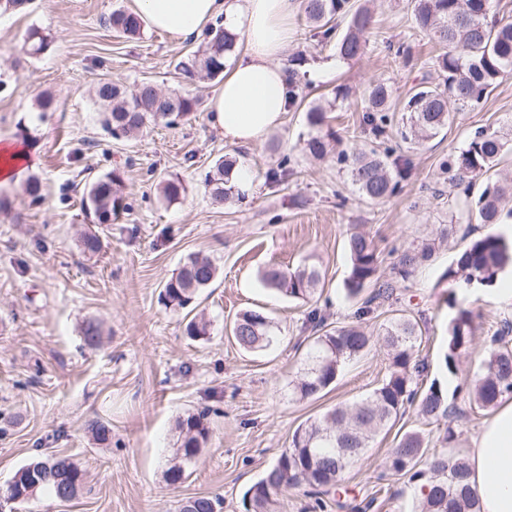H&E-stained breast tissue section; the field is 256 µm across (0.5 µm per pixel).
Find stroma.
<instances>
[{"label": "stroma", "mask_w": 512, "mask_h": 512, "mask_svg": "<svg viewBox=\"0 0 512 512\" xmlns=\"http://www.w3.org/2000/svg\"><path fill=\"white\" fill-rule=\"evenodd\" d=\"M132 7L133 0H27L0 13V139L16 142L30 157L19 181L0 186V487L30 459L52 452L71 456L87 473L74 500L62 503L42 492L16 512H178L183 500L199 494L222 497L224 512H245V492L289 448L298 427L360 400L389 373L386 353L375 348L347 364L325 396L300 401L293 394L310 344V307L335 326L354 320L344 281L346 239L355 227L372 238L387 264L398 249L432 247V258L397 294L400 308L424 319L421 356L429 378L446 380L442 359L454 311L440 275L461 250L459 233L468 221L460 216L462 196L443 195L442 164L476 130H495L512 118L509 77L478 107H453L451 125L434 138L419 145L402 139L406 96L428 78L439 52L416 29L409 0H373L375 27L363 55L351 61L294 18L286 56L305 57L299 77L309 100L341 89L328 117L344 145L372 147L371 135L359 128L361 99L371 82L393 88L385 144L410 160L411 174L395 196L372 204L335 155L312 161L303 154L311 134L304 109L291 108L261 143L225 140L206 109L220 79L189 85L174 69L203 37L177 41L149 29L135 39L117 37L109 17ZM33 27L50 37L36 57L22 49ZM401 43L410 46V59L395 55ZM103 79L187 90L201 105L190 120L151 124L137 138L115 140L90 99ZM45 96L53 107L43 112L38 102ZM226 154L252 169L254 188L215 209L203 181ZM282 163L287 180L267 179ZM111 170L123 178L127 208L104 227V247L92 255L80 245L91 222L81 207L83 190ZM170 176L187 186L174 201L158 189ZM33 177L36 197L28 191ZM198 254L220 273L199 299L211 334L194 341L182 314L166 309L160 293ZM308 263L326 275L312 303L288 299L261 281L268 267ZM466 301L477 314V336L512 320V304L502 303L495 288L469 290ZM248 309L270 317L278 338L271 348L248 352L226 334L225 324ZM89 321L102 331L94 348L82 339ZM199 411L207 414L208 441L188 478L169 484L166 471L181 440L177 421ZM97 419L112 425L103 444L87 432ZM392 446V437L377 438L348 470L349 502L372 501L370 512H415V484L387 469Z\"/></svg>", "instance_id": "35a3bbf8"}]
</instances>
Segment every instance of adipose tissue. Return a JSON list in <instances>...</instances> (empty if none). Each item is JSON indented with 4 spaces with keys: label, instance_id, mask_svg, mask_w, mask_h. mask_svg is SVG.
Listing matches in <instances>:
<instances>
[{
    "label": "adipose tissue",
    "instance_id": "adipose-tissue-1",
    "mask_svg": "<svg viewBox=\"0 0 512 512\" xmlns=\"http://www.w3.org/2000/svg\"><path fill=\"white\" fill-rule=\"evenodd\" d=\"M146 28L183 40L222 20L238 37L237 58L211 97L213 126L226 140L253 145L278 128L294 92L281 57L299 0H133ZM469 481L481 512H512V402L487 419L468 452Z\"/></svg>",
    "mask_w": 512,
    "mask_h": 512
}]
</instances>
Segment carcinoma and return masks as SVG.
Segmentation results:
<instances>
[{
	"label": "carcinoma",
	"instance_id": "cac0c4a2",
	"mask_svg": "<svg viewBox=\"0 0 512 512\" xmlns=\"http://www.w3.org/2000/svg\"><path fill=\"white\" fill-rule=\"evenodd\" d=\"M490 0H410L417 28L440 46L441 53L433 62L435 81H423L409 94L405 104L408 129L404 139L428 140L439 134L452 121L450 104L476 106L507 76L512 75V21L490 20ZM305 19L313 25L314 36L331 39L340 23L345 30L336 41V53L343 60H353L364 52L366 34L374 27L371 9L354 0H303ZM112 29L126 37L141 33V22L132 12L112 11ZM236 36L222 27L207 32L203 54H188L175 65L187 80L203 72L210 78L224 74L226 58L233 51ZM27 52L37 55L49 46L47 36L30 31ZM97 102L104 106V125L115 139H132L147 124L163 122L173 125L195 114L199 100L188 94L165 95L150 81H143L132 91L108 80L94 88ZM390 87L376 82L370 85L360 124L374 139L387 136V112L390 110ZM308 125L317 130L303 146V152L322 158L332 131L322 132L327 114L318 106L306 111ZM512 151V122L505 130H479L455 155L448 158L445 172L448 184L463 189L467 218L481 224H505L512 221V173L504 176L496 170L500 160ZM390 153L379 155L376 149L342 151L338 161L358 193L367 201L381 202L392 197L401 181L408 178L411 162L399 156L387 164ZM236 160L224 155L207 172L204 183L210 204L216 208L242 198L236 184ZM163 196L174 201L186 192L177 177L160 181ZM123 180L113 170L92 182L83 195V206L99 225L110 224L126 210L122 192ZM81 245L88 253L102 249L101 235L87 228ZM349 272L344 281L348 300L357 305L356 322L331 327L321 310L308 312L307 324L313 330L303 375L294 386L297 399L317 397L335 381L343 367L364 356L376 345L387 349L390 371L369 395L346 406L334 407L292 435L291 445L276 463L265 471L244 495L246 512H276L277 497L285 489L305 488L313 499L311 508H326L325 498H346L342 482L349 470L368 450L376 437L389 431L408 409H413L424 425L452 422L455 407L448 403V390L434 379L424 388L416 378L425 371L415 353L423 343V333L416 317L403 309L392 310L379 337L368 334L358 322L377 308L398 301L396 289L414 275L417 268L433 256L429 246L402 250L390 268V277L380 274L382 260L373 240L365 233L352 232L347 239ZM512 266V244L500 234L489 231L471 238L458 258L446 267L440 281L448 283V306L455 314L448 325L444 350V368L448 378L461 374L462 358L479 349L483 359L473 376H467L456 390L468 403L471 412L482 413L495 408L512 395V322L504 320L487 332L480 346H475V312L457 303L456 289L492 287L500 273ZM218 269L207 258L190 256L164 284L160 294L163 305L179 312L193 309L200 292L217 277ZM265 286L293 300L308 302L314 298L323 280L316 264H305L293 271L269 268L262 273ZM186 335L201 340L210 335V321L199 312L185 325ZM232 336L245 350L265 349L274 342L271 319L261 310H244L232 323ZM203 411L180 419L177 427L181 445L176 449L178 462L166 472L170 484L186 477V468L198 456L209 436ZM448 451L428 454L424 431L411 428L395 436L388 457V470L409 479L425 481L424 498L418 512H481L479 498L467 482L469 468L459 457L452 427L446 428ZM85 483V472L70 456L53 453L39 456L20 467L0 498L15 499L35 496L42 491L54 497L76 498ZM224 501L217 496L201 495L185 500L180 512H221Z\"/></svg>",
	"mask_w": 512,
	"mask_h": 512
}]
</instances>
